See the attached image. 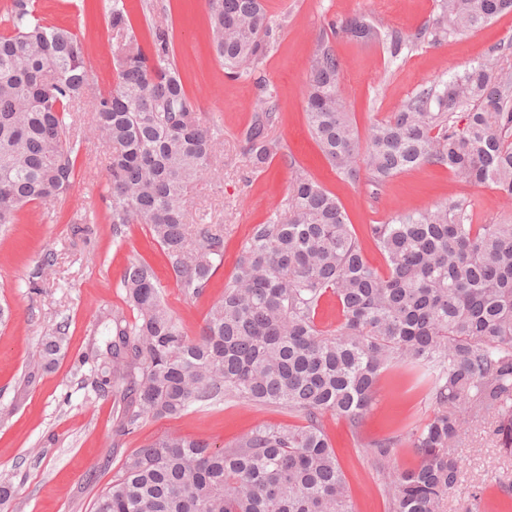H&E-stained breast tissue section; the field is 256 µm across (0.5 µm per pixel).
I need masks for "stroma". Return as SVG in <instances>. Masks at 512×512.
Segmentation results:
<instances>
[{"label":"stroma","instance_id":"obj_1","mask_svg":"<svg viewBox=\"0 0 512 512\" xmlns=\"http://www.w3.org/2000/svg\"><path fill=\"white\" fill-rule=\"evenodd\" d=\"M126 2L139 31L156 25L169 29L187 91L202 118L223 130L216 164L204 180L188 188L186 209L189 223L223 225L224 260L205 293L195 298L176 286L144 225H130L121 241H113L106 205L111 149L94 133V99H82L76 114L77 176L67 194L26 206L18 223L0 233V308L7 312L0 321V485L13 488L10 498L0 500V512H93L97 495L122 460L165 433L227 447L262 422L299 424V417L275 406L227 401L177 419L147 420L135 433L117 435L120 397L95 391L97 366L86 355L92 344L109 337L106 313L127 309L121 280L129 262L140 260L154 268L167 307L193 335L234 274L251 226L281 206L295 174L308 175L335 194L359 232L396 213L463 197L474 204L475 223L512 222V199L439 166L399 174L380 187L363 174L356 182L342 181L308 128V65L329 22L363 13L413 32L432 19L434 0H265L276 23L272 48L252 77L239 79L229 77L214 55L205 0ZM111 5L112 0L30 2L49 23L80 37L92 82L103 92L115 81L111 52L116 39L107 23ZM509 41L512 13L440 46L422 45L395 62L381 45L334 39L343 64L340 90L360 135H368L375 120L398 111L420 89L448 80ZM267 88L277 104L270 135L280 150L257 171L248 163L241 133ZM47 256L53 262L46 268L42 261ZM62 322L68 328L63 355L54 369L29 383L44 336ZM433 408L427 390L413 388L411 377L395 369L382 377L378 401L358 427L325 416L324 428L356 512H388L363 444L407 433ZM493 428L490 422L470 425L457 443L454 454L463 462V473L448 496V512H470L476 495L490 503L499 483L512 485V454L502 450Z\"/></svg>","mask_w":512,"mask_h":512}]
</instances>
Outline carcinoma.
I'll use <instances>...</instances> for the list:
<instances>
[{
  "mask_svg": "<svg viewBox=\"0 0 512 512\" xmlns=\"http://www.w3.org/2000/svg\"><path fill=\"white\" fill-rule=\"evenodd\" d=\"M216 56L248 77L271 48L262 0H206ZM430 25L390 29L366 14L328 23L390 61L479 29L512 0H438ZM108 22L116 83L96 93L94 129L112 148V238L143 224L161 247L177 287L199 296L224 259V226L190 224L185 193L206 177L222 136L198 115L176 67L172 36L134 29L122 0ZM0 35V230L26 204L61 198L75 178V106L93 91L81 41L45 24L14 0ZM422 89L361 138L339 90L342 63L323 41L309 61L306 119L324 157L353 180L365 169L380 187L422 165L448 169L512 198V42ZM273 92L242 133L252 168L277 155L269 131ZM460 199L366 225L357 235L336 195L297 174L284 209L251 227L236 270L190 336L168 309L146 262L124 271L133 321L109 317L113 337L92 358L95 388L122 397L116 432L148 419H176L225 400L276 406L301 426L261 423L234 446L166 433L125 457L97 496L94 512H355L349 484L324 429L336 415L358 427L381 375L394 366L431 383L435 408L408 433L366 445L389 512H447L462 465L450 449L467 420L490 418L512 451V223H472ZM381 253L384 270L365 257ZM338 302L337 328L317 321L322 299ZM65 330L43 339L38 366L56 365ZM407 441L414 466L394 471L393 449Z\"/></svg>",
  "mask_w": 512,
  "mask_h": 512,
  "instance_id": "carcinoma-1",
  "label": "carcinoma"
}]
</instances>
